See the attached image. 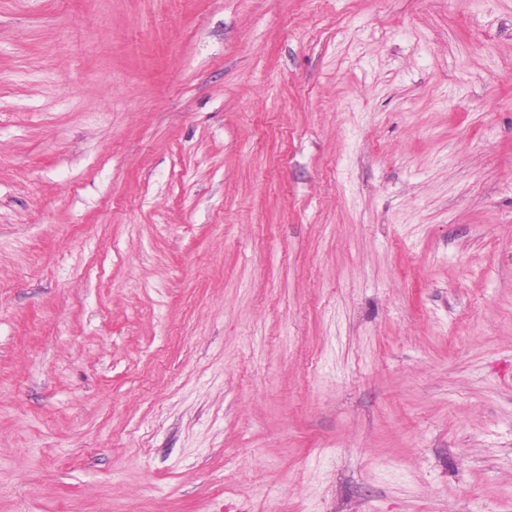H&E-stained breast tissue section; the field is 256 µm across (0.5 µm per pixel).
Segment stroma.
<instances>
[{
    "label": "stroma",
    "instance_id": "1",
    "mask_svg": "<svg viewBox=\"0 0 512 512\" xmlns=\"http://www.w3.org/2000/svg\"><path fill=\"white\" fill-rule=\"evenodd\" d=\"M0 512H512V0H0Z\"/></svg>",
    "mask_w": 512,
    "mask_h": 512
}]
</instances>
